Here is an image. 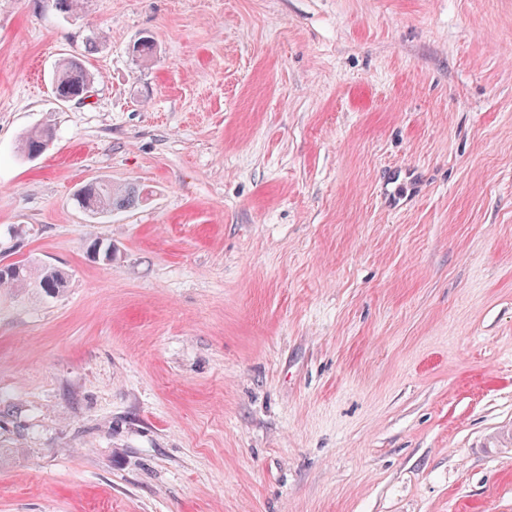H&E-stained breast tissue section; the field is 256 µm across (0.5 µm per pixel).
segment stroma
Masks as SVG:
<instances>
[{"mask_svg": "<svg viewBox=\"0 0 512 512\" xmlns=\"http://www.w3.org/2000/svg\"><path fill=\"white\" fill-rule=\"evenodd\" d=\"M0 255V512H512V0H0ZM83 58H85L84 54L70 55L55 66L51 86L56 100L64 103L77 101L86 93L93 78ZM87 96L86 94L82 99ZM416 181L415 172L410 170L405 172L403 177L398 175L390 176L385 184L386 199L394 210L401 209L406 205L408 198V188ZM78 195L75 198L78 208L94 216L130 209L139 197L132 185L118 186L102 181L85 186ZM0 266V288H28L35 285L48 294L67 288L69 275L58 268L20 261Z\"/></svg>", "mask_w": 512, "mask_h": 512, "instance_id": "stroma-1", "label": "stroma"}]
</instances>
